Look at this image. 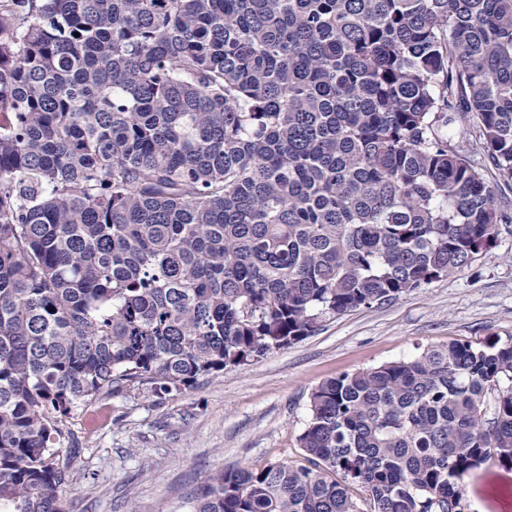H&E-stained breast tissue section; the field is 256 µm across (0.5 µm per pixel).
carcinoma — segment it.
<instances>
[{
  "label": "carcinoma",
  "instance_id": "obj_1",
  "mask_svg": "<svg viewBox=\"0 0 512 512\" xmlns=\"http://www.w3.org/2000/svg\"><path fill=\"white\" fill-rule=\"evenodd\" d=\"M490 182L453 143L457 119ZM512 0H0V509L62 419L191 387L471 265L512 224ZM306 464L191 512H462L512 466V343L316 386ZM463 512H512V470L491 457L465 479Z\"/></svg>",
  "mask_w": 512,
  "mask_h": 512
}]
</instances>
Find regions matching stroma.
Masks as SVG:
<instances>
[{
  "label": "stroma",
  "mask_w": 512,
  "mask_h": 512,
  "mask_svg": "<svg viewBox=\"0 0 512 512\" xmlns=\"http://www.w3.org/2000/svg\"><path fill=\"white\" fill-rule=\"evenodd\" d=\"M512 339V224L462 272L389 302L330 315L245 366L151 397L125 389L73 409L66 512H189L218 470L302 462L311 390L451 342ZM463 512H512V469L489 458L465 480Z\"/></svg>",
  "instance_id": "obj_1"
}]
</instances>
